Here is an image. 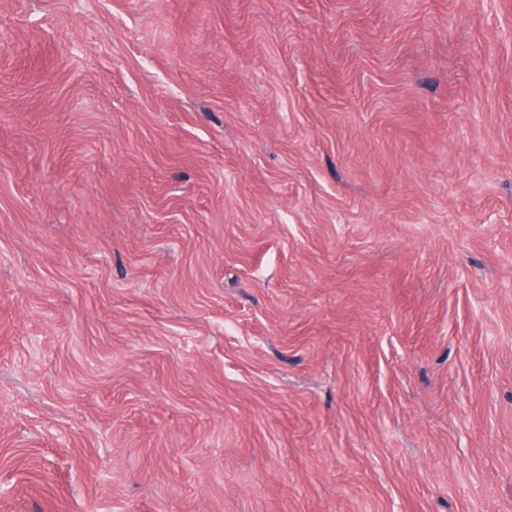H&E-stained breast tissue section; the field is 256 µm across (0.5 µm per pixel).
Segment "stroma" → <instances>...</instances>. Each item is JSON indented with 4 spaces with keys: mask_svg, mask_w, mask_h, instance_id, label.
Here are the masks:
<instances>
[{
    "mask_svg": "<svg viewBox=\"0 0 512 512\" xmlns=\"http://www.w3.org/2000/svg\"><path fill=\"white\" fill-rule=\"evenodd\" d=\"M0 512H512V0H0Z\"/></svg>",
    "mask_w": 512,
    "mask_h": 512,
    "instance_id": "stroma-1",
    "label": "stroma"
}]
</instances>
